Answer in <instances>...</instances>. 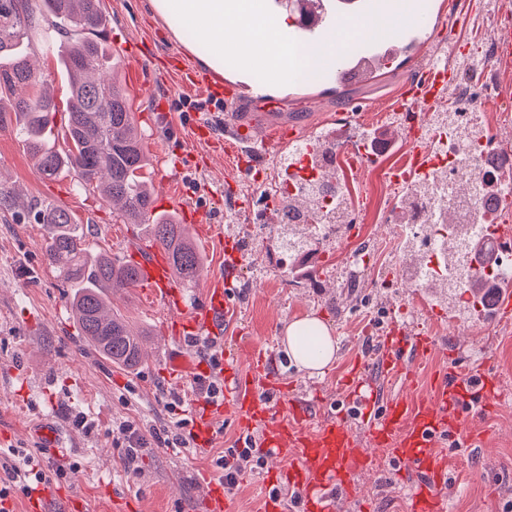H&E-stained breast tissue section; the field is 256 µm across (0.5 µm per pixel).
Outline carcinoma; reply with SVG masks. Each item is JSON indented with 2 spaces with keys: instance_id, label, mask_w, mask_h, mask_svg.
<instances>
[{
  "instance_id": "cac0c4a2",
  "label": "carcinoma",
  "mask_w": 512,
  "mask_h": 512,
  "mask_svg": "<svg viewBox=\"0 0 512 512\" xmlns=\"http://www.w3.org/2000/svg\"><path fill=\"white\" fill-rule=\"evenodd\" d=\"M44 20L56 31L64 27L69 39L64 153L55 149L58 104L26 54L32 32ZM108 23L101 0H0V129L15 133L40 175L71 171L80 184L95 186L118 206L122 223L147 225L177 276L192 288L203 258L186 225L155 216L143 138L118 79L119 63L106 45ZM43 217L51 226L43 245L47 265L63 281L81 284L71 307L82 336L103 358L137 368L148 332L132 328L108 303V293L139 282L137 268L107 255L89 260L86 236L68 211L49 208Z\"/></svg>"
}]
</instances>
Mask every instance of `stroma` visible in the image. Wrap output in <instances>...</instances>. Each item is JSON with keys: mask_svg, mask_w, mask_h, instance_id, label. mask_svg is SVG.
Here are the masks:
<instances>
[{"mask_svg": "<svg viewBox=\"0 0 512 512\" xmlns=\"http://www.w3.org/2000/svg\"><path fill=\"white\" fill-rule=\"evenodd\" d=\"M445 25L431 28L425 46L412 60L395 58L381 76L349 88L338 100L328 74L290 87L268 91L277 118L300 122L299 138L314 141L325 130L354 122L356 130L378 132L396 118L398 94L409 77L419 75L432 57L454 68L460 82L494 79L495 93L486 105L483 128L512 141V61L489 60L496 27H512V0H453ZM109 18L107 44L120 57L121 83L129 94L138 130L144 137L154 188L165 190L168 211L203 208L209 231L193 229L204 258V276H220L225 267V238L240 254L229 297L231 313L222 337L208 349L184 347L188 356L214 359L223 348L237 349L248 366L254 349L270 351L277 381L296 396L321 393L324 412L346 408L336 386L355 361L376 368L384 327H371L373 316L386 314L418 333L437 339L439 352L431 366L417 371L414 393H425L432 368L448 361L500 376L501 397L479 420L469 422L477 442L446 447V512H512V323L485 324L472 299L458 300L453 289L437 288L429 306L403 314L411 300L397 279L399 265L425 254L406 251L394 239L386 212L395 196L379 168L339 167L338 175L353 201L354 221L340 227L337 239L314 246L311 258L292 261L279 251L280 233L297 235L300 225L259 227L242 238L237 213L261 207L263 186L279 174V149L258 148V175H236L225 152L224 120L201 89L186 90L178 72H205L202 44L176 37L179 23L164 16L155 0H102ZM57 37L33 34L32 59L52 83L57 102L67 87L59 67ZM140 56H124L127 46ZM211 128L209 141L196 135L200 123ZM51 205L69 211L87 232L91 250L128 261L129 250L145 239L142 225L121 223L111 205L93 189L78 185L73 173L42 178L14 133L0 130V480L6 476L11 449L27 451L50 475L67 499L79 500L80 512H113V501L130 503L133 512H196L203 489L197 472L213 481L221 474L214 459L236 446L240 436L225 416L213 420L211 448L201 455L177 440L180 419L190 418L198 399L190 382L163 374L171 346L164 332L167 315L149 303L143 285L112 300L135 326L149 330L145 361L135 371L100 357L87 346L70 301L73 290L45 263L42 244L46 225L38 212ZM366 248V266L358 275L347 269L349 248ZM313 314L339 342L335 360L324 374L311 376L289 366L280 344L285 326ZM50 421L64 435L60 455H44L31 433L33 424ZM136 423L145 441L136 451L135 474H127L113 432L124 422ZM408 486L393 465L375 456L354 477L342 512H406Z\"/></svg>", "mask_w": 512, "mask_h": 512, "instance_id": "stroma-1", "label": "stroma"}]
</instances>
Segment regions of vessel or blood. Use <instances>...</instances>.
<instances>
[{
  "instance_id": "obj_1",
  "label": "vessel or blood",
  "mask_w": 512,
  "mask_h": 512,
  "mask_svg": "<svg viewBox=\"0 0 512 512\" xmlns=\"http://www.w3.org/2000/svg\"><path fill=\"white\" fill-rule=\"evenodd\" d=\"M400 2L309 0L310 19L290 30L289 36L305 47L319 42L327 28L382 15ZM445 20V14L434 10L431 0H419L408 26L388 36H362L344 46L329 75L340 81L376 70L398 53L420 46L427 29ZM455 81L456 73L451 67L428 68L403 86L399 94L401 110H435ZM420 129L417 123L389 128L373 146L358 144L352 157L373 162L386 148L407 141L410 151L404 163L388 168L385 177L393 184L409 185L434 167L431 152L418 144ZM232 132L246 142L235 159L238 173L245 176L253 170V144L271 148L284 136L283 128L270 127L252 113L236 117ZM132 256L147 292L171 314L169 332L179 340L188 337L200 346L211 344L224 328L235 262H228L224 275L213 278L204 298L191 305L160 246L142 241ZM380 342L382 353L376 374H369L364 365L358 364L340 384L342 393L356 405L358 421L354 424L343 414L331 412L318 425H311L317 400L289 397L287 390L277 384L274 366L264 351H255L246 371L240 367L237 352L226 351L221 405L231 413L242 434L252 437L256 451L270 464L263 476L267 490L263 512H284L282 495L292 490L300 494L301 512H336L338 496L350 491L355 474L370 462L374 449L394 459L399 477L408 479L409 512H445L448 473L435 455L438 440L450 431L460 440H471V433L459 428L457 420L473 411L470 392L481 393L483 407L494 404V380L486 374L476 379L469 377L465 368L452 363L434 372L425 395L383 400L379 397L378 380L413 387L417 367L434 356L437 343L434 337L414 333L399 323L393 324ZM215 407L205 404L196 414L193 440L199 450H206L212 438ZM198 512L235 509L220 486L212 484L205 490Z\"/></svg>"
}]
</instances>
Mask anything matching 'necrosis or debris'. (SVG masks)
Listing matches in <instances>:
<instances>
[{"mask_svg":"<svg viewBox=\"0 0 512 512\" xmlns=\"http://www.w3.org/2000/svg\"><path fill=\"white\" fill-rule=\"evenodd\" d=\"M492 92L491 85L476 90H459L452 103L451 119L447 126L427 128L423 143L442 162L440 180L428 188L411 191L405 209L397 215H386L395 234L411 235L421 250L430 256L428 263L400 268L398 277L413 288H423L437 281L441 264L448 251H455L451 279L466 282L485 277L494 283L512 279V246H500L490 265L480 266L479 249L488 245L486 225L500 223L505 212L512 209V182L501 180L498 172L507 156L496 152L485 140L468 138V130L482 120V112ZM472 157L470 166H461V153ZM342 190L331 186L321 194V209L316 213L277 212L268 216L259 210L241 224V232L248 233L259 224L277 221L280 224H300L304 239H292L285 248L291 259L304 252L305 242L318 243L332 239L339 225L330 213L340 201Z\"/></svg>","mask_w":512,"mask_h":512,"instance_id":"necrosis-or-debris-1","label":"necrosis or debris"}]
</instances>
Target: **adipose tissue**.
Segmentation results:
<instances>
[{
  "mask_svg": "<svg viewBox=\"0 0 512 512\" xmlns=\"http://www.w3.org/2000/svg\"><path fill=\"white\" fill-rule=\"evenodd\" d=\"M281 345L289 362L311 376L322 374L334 361L337 351L330 327L315 316L289 322Z\"/></svg>",
  "mask_w": 512,
  "mask_h": 512,
  "instance_id": "adipose-tissue-1",
  "label": "adipose tissue"
}]
</instances>
